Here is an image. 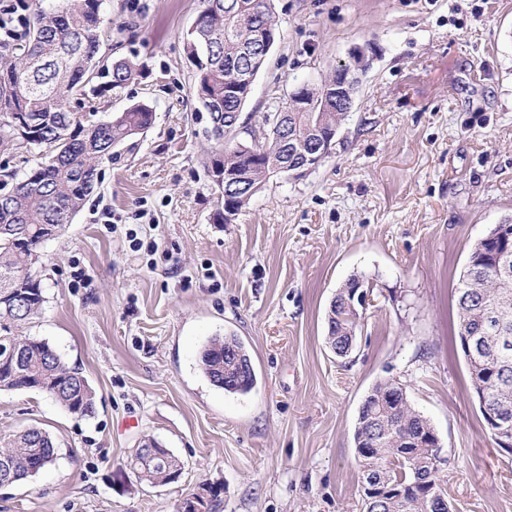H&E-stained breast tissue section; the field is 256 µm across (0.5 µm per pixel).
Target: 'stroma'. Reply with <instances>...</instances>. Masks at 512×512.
Masks as SVG:
<instances>
[{
  "mask_svg": "<svg viewBox=\"0 0 512 512\" xmlns=\"http://www.w3.org/2000/svg\"><path fill=\"white\" fill-rule=\"evenodd\" d=\"M55 0H0V42ZM203 0H105L112 54L143 73L96 120L148 104L149 131L115 148L65 233L39 249L27 326L96 392L93 416L0 390V436L38 426L60 452L0 489V512H363L354 443L378 382L432 423L453 512H512V452L484 427L459 346L456 287L490 225L512 217V0H275L280 38L239 123L371 50L329 158L278 177L231 223L205 169L210 115L183 36ZM371 291L355 350L336 359L326 315L350 277ZM237 336L256 374L231 394L199 366ZM156 440L182 464L163 486L127 466Z\"/></svg>",
  "mask_w": 512,
  "mask_h": 512,
  "instance_id": "35a3bbf8",
  "label": "stroma"
}]
</instances>
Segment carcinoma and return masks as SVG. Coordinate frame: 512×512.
<instances>
[{"label": "carcinoma", "mask_w": 512, "mask_h": 512, "mask_svg": "<svg viewBox=\"0 0 512 512\" xmlns=\"http://www.w3.org/2000/svg\"><path fill=\"white\" fill-rule=\"evenodd\" d=\"M184 48L194 66L192 91L209 112L210 135L218 146L205 166L212 181L226 169L247 171L251 183L265 186L275 169L293 160L283 153L274 127L284 118L297 145L308 142L317 124L338 126L346 113H267L262 126L236 132L235 113L242 110L256 60L259 40L275 31L274 0H205ZM103 0H57L49 11L29 21L20 52L0 54V153L23 162L38 160L8 195L0 198V389L37 390L67 411L89 417L95 413V393L87 379L68 367L45 341L26 333L39 315L44 294L33 272L42 243L62 234L71 217L92 193L97 166L112 159L113 148L144 133L153 111L134 104L105 122H83L71 102L102 101L131 82L138 69L128 59L109 60L101 54ZM476 243L459 277L458 336L477 337L476 353H463L469 373H480L494 362L497 371L488 387L491 404L512 416V254L488 257L479 264ZM363 283L358 277L336 290L326 317V343L345 359L352 355L360 317L345 300ZM200 368L215 386L231 394H246L255 374L242 343L233 335L214 336L200 352ZM354 439L369 450L357 458L361 478L372 477L381 497L362 493L364 512H448V492L433 460L441 452L430 446L433 427L412 407L406 390L391 382L376 384L364 398ZM59 449L48 432L26 428L0 438V467L9 465L12 482L28 480L53 464ZM134 472L150 484L165 485L181 469L180 461L151 457L141 447L130 457Z\"/></svg>", "instance_id": "obj_1"}]
</instances>
